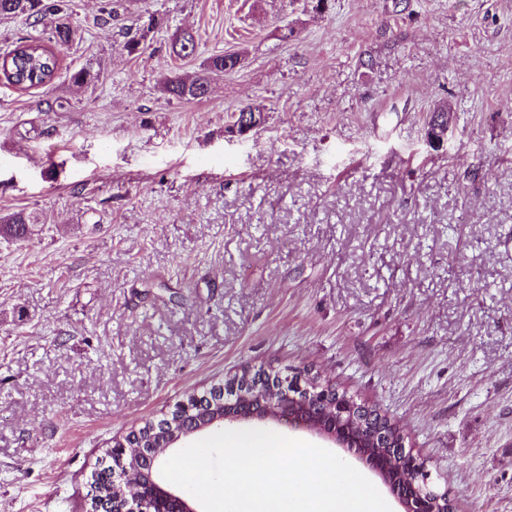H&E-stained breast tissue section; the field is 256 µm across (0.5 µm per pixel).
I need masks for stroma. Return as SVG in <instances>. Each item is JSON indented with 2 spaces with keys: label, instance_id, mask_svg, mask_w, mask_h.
<instances>
[{
  "label": "stroma",
  "instance_id": "1",
  "mask_svg": "<svg viewBox=\"0 0 512 512\" xmlns=\"http://www.w3.org/2000/svg\"><path fill=\"white\" fill-rule=\"evenodd\" d=\"M65 4L53 82L0 80V214L34 222L0 236V512H87L113 440L247 367L329 379L456 512H512V0ZM222 53L205 100L163 91ZM161 25V21L154 15L149 16L148 24L143 29H139L138 33L128 38L123 45V49L130 56L139 55L144 49V41L146 40L149 33L153 32L154 29Z\"/></svg>",
  "mask_w": 512,
  "mask_h": 512
}]
</instances>
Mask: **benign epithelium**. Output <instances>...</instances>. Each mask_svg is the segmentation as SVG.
<instances>
[{
  "label": "benign epithelium",
  "mask_w": 512,
  "mask_h": 512,
  "mask_svg": "<svg viewBox=\"0 0 512 512\" xmlns=\"http://www.w3.org/2000/svg\"><path fill=\"white\" fill-rule=\"evenodd\" d=\"M448 123L437 118L430 124L428 137L432 143L444 142ZM249 419H269L278 425L313 431L364 460L380 479L385 466L369 452L376 446V439H381L383 447H405L403 436L392 437L375 430L357 403L331 384L302 372L283 378L246 369L234 382L213 388L204 402L198 395H189L169 416L149 424L148 438L138 442L132 435L113 445L120 464L112 467V487L120 489L113 512H146L149 501L157 503L162 512H199L192 500L159 482L160 455L196 433ZM385 486L403 512H436L438 499L420 490L414 471Z\"/></svg>",
  "instance_id": "1"
}]
</instances>
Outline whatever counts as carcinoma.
<instances>
[{"instance_id": "1", "label": "carcinoma", "mask_w": 512, "mask_h": 512, "mask_svg": "<svg viewBox=\"0 0 512 512\" xmlns=\"http://www.w3.org/2000/svg\"><path fill=\"white\" fill-rule=\"evenodd\" d=\"M22 19L31 26L45 21L51 22V41L57 46L67 45L74 31L64 15V0H0V20ZM161 25V21L151 15L145 28L128 38L123 49L130 56L140 54L149 33ZM197 42L193 35L178 37L172 43L174 56L185 59L196 54ZM240 64L236 53L217 54L210 58L205 73L193 77L168 76L162 88L169 96L187 101H201L210 90L209 74L232 73ZM60 66L59 55L39 37L19 38L14 48L3 55L0 61V74L14 87L30 89L50 84ZM31 220L21 212L0 216V232L23 238L30 232Z\"/></svg>"}]
</instances>
